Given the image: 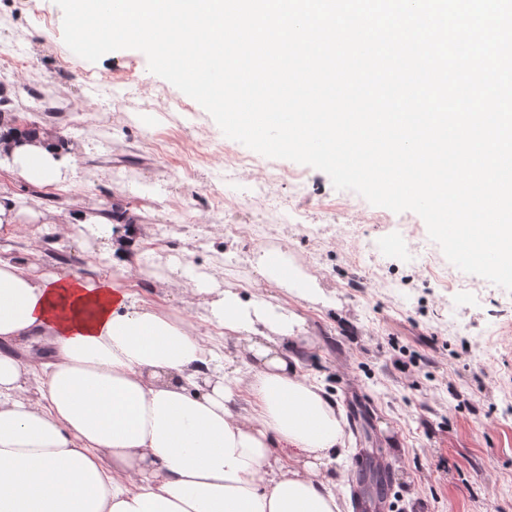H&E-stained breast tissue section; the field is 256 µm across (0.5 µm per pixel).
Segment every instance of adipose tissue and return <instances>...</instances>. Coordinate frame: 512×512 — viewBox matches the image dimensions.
<instances>
[{
  "label": "adipose tissue",
  "mask_w": 512,
  "mask_h": 512,
  "mask_svg": "<svg viewBox=\"0 0 512 512\" xmlns=\"http://www.w3.org/2000/svg\"><path fill=\"white\" fill-rule=\"evenodd\" d=\"M69 151L45 132L0 136V164L36 185L61 179ZM87 232L113 274L38 275L0 260V512H342L330 465L343 413L299 373L286 343L304 322L271 294L319 297L316 280L266 249L248 259L247 294L231 273L178 261L145 272L246 340L248 371L230 380L208 337L122 287L142 270L150 225L118 233L110 215L69 201L59 236ZM44 341L52 352L32 369L17 351Z\"/></svg>",
  "instance_id": "obj_1"
}]
</instances>
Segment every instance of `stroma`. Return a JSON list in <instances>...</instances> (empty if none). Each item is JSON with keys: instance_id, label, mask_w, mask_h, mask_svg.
<instances>
[{"instance_id": "35a3bbf8", "label": "stroma", "mask_w": 512, "mask_h": 512, "mask_svg": "<svg viewBox=\"0 0 512 512\" xmlns=\"http://www.w3.org/2000/svg\"><path fill=\"white\" fill-rule=\"evenodd\" d=\"M5 52L28 60L0 68L11 115L78 150L50 185L0 167V194L14 196L21 210L16 226L0 227V259L39 274L107 273L98 239L66 245L55 232L54 211L73 198L90 215L115 205L135 223L172 225L168 249H142L146 266L184 257L244 282L254 277L252 251L281 250L336 300L273 291L304 321L290 343L300 373L324 385L345 415L359 403L367 409L361 422L346 424L348 452L331 467L339 497L349 500L367 452L394 464L390 512H512V292L452 265L416 213L335 189L313 167L260 155L225 181L228 152L246 156L249 148L150 72L141 51L117 50L94 63L74 54L55 0H0ZM34 97L49 111H30ZM258 183L266 197L246 200ZM217 190L220 210L211 199ZM281 210L307 220L274 223ZM229 224L238 228L230 238ZM122 285L217 336L225 372L245 370L243 341L199 321L175 291L136 274Z\"/></svg>"}]
</instances>
